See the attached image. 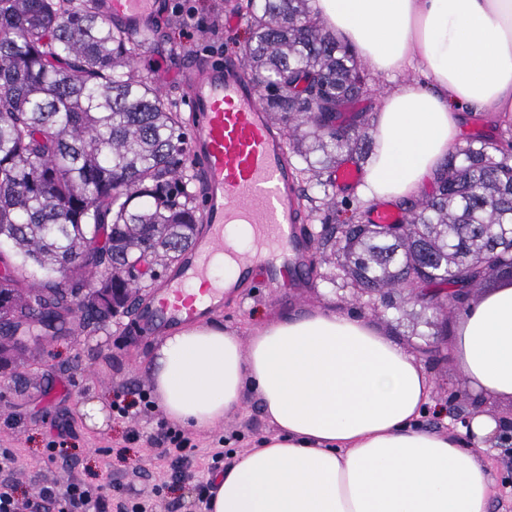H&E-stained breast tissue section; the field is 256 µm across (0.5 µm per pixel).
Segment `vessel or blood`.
<instances>
[{"mask_svg": "<svg viewBox=\"0 0 512 512\" xmlns=\"http://www.w3.org/2000/svg\"><path fill=\"white\" fill-rule=\"evenodd\" d=\"M103 17L139 34L160 19L158 0H96ZM189 102L190 155L202 173L201 222L205 235L182 257L179 273L158 299L156 314L174 321H196L221 307L222 284L210 285L207 300L188 291V278L208 279L215 256L231 253L224 227L254 229L256 255L236 256L239 275L285 278L289 269L312 255L310 244L295 238L299 221L294 173L287 160V137L272 127L255 85L239 64L195 67L183 77Z\"/></svg>", "mask_w": 512, "mask_h": 512, "instance_id": "b4317fda", "label": "vessel or blood"}]
</instances>
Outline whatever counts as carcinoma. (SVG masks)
Returning <instances> with one entry per match:
<instances>
[{
    "instance_id": "obj_1",
    "label": "carcinoma",
    "mask_w": 512,
    "mask_h": 512,
    "mask_svg": "<svg viewBox=\"0 0 512 512\" xmlns=\"http://www.w3.org/2000/svg\"><path fill=\"white\" fill-rule=\"evenodd\" d=\"M242 67L329 206L336 159L364 151L367 74L310 0H239ZM133 35L73 0H0V244L43 271L0 263V336L23 348L132 316L202 231L189 120L136 69ZM340 254L352 287L458 289L512 276V161L472 144L396 226L324 218L315 256Z\"/></svg>"
}]
</instances>
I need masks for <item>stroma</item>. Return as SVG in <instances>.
Returning a JSON list of instances; mask_svg holds the SVG:
<instances>
[{
  "instance_id": "stroma-1",
  "label": "stroma",
  "mask_w": 512,
  "mask_h": 512,
  "mask_svg": "<svg viewBox=\"0 0 512 512\" xmlns=\"http://www.w3.org/2000/svg\"><path fill=\"white\" fill-rule=\"evenodd\" d=\"M176 2L161 0L158 28L143 38L135 64L166 96L182 102L186 99L182 72L202 63L223 62L229 56L241 58L249 29L245 17L238 14L236 0H188L197 20L216 24L218 30L214 46L189 42L171 20ZM334 271L333 264L322 262L306 277L248 281L225 300L214 320L244 338L257 322L304 307H331L362 317L419 358L432 380L436 409L423 417L425 426L445 429L446 408L470 411L473 388L457 360L436 364L423 353L426 344L443 342L445 330H456L462 309L452 307L447 315L433 316L406 290L387 297L362 296L343 279L334 278ZM163 336V331L129 318L94 332L75 327L0 370V448L17 454L20 499L34 498L48 474L44 445L49 438L60 436L73 448L70 465L55 471L60 483L89 478L104 486L130 487L135 497L150 495L153 486L162 483L166 486L162 512H194L198 468L175 478L171 461L157 459L145 441L162 420L161 411L132 422L110 411L106 429L99 431L87 427L80 413L86 402L98 401L110 410L114 400H131L136 393L149 390L148 365ZM135 429L140 439H132ZM271 431L252 395L244 409L223 424L189 428L185 434L202 450L215 438H223L225 452L233 455L253 447Z\"/></svg>"
}]
</instances>
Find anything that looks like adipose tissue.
<instances>
[{
  "label": "adipose tissue",
  "instance_id": "ef3b65f1",
  "mask_svg": "<svg viewBox=\"0 0 512 512\" xmlns=\"http://www.w3.org/2000/svg\"><path fill=\"white\" fill-rule=\"evenodd\" d=\"M331 31L388 78L360 192L421 197L471 115L512 113V0H314ZM476 390L512 401V286L469 303L454 339ZM171 423L210 428L256 392L273 427L218 477L210 512H490L482 451L498 421L475 409L467 436L420 426L432 383L375 323L329 307L254 326L248 341L212 322L165 336L149 364Z\"/></svg>",
  "mask_w": 512,
  "mask_h": 512
}]
</instances>
